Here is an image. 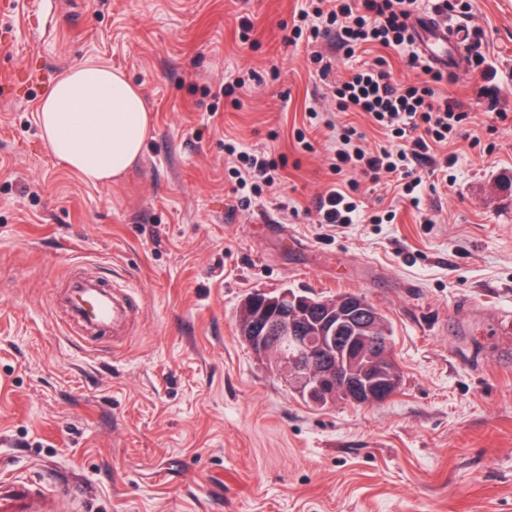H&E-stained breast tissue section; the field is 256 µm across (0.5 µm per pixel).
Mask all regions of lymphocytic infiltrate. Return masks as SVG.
Listing matches in <instances>:
<instances>
[{
  "label": "lymphocytic infiltrate",
  "mask_w": 512,
  "mask_h": 512,
  "mask_svg": "<svg viewBox=\"0 0 512 512\" xmlns=\"http://www.w3.org/2000/svg\"><path fill=\"white\" fill-rule=\"evenodd\" d=\"M418 0H316L312 12L301 13L300 25L294 26L289 44L305 42L310 47V60L320 79H328L335 63L334 57L316 50L320 34L334 33L336 46L345 56L370 45L380 48L372 65L353 73L334 88L336 108L341 112H360L398 144L393 148L365 149L364 133L357 127L345 125L336 130V146L329 165L333 175L351 171L369 181L381 176L394 177L412 206H419L415 191L424 178L430 177L447 185L448 170L457 157L442 153L441 148L460 135L465 118L457 101L437 94V85L446 83V72L435 69L413 51L410 21L417 14ZM408 49L407 64L421 70L424 78L414 84L392 80L388 52ZM228 154L237 164L231 174L237 188L262 181L272 182L278 165L261 152H250L226 145ZM427 173H420V166Z\"/></svg>",
  "instance_id": "1"
}]
</instances>
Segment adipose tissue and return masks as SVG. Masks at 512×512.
Here are the masks:
<instances>
[{
	"label": "adipose tissue",
	"instance_id": "adipose-tissue-1",
	"mask_svg": "<svg viewBox=\"0 0 512 512\" xmlns=\"http://www.w3.org/2000/svg\"><path fill=\"white\" fill-rule=\"evenodd\" d=\"M46 150L90 184L120 180L140 159L152 114L119 70L86 61L49 87L37 113Z\"/></svg>",
	"mask_w": 512,
	"mask_h": 512
}]
</instances>
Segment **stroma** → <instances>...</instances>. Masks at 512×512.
I'll return each mask as SVG.
<instances>
[{
	"instance_id": "obj_1",
	"label": "stroma",
	"mask_w": 512,
	"mask_h": 512,
	"mask_svg": "<svg viewBox=\"0 0 512 512\" xmlns=\"http://www.w3.org/2000/svg\"><path fill=\"white\" fill-rule=\"evenodd\" d=\"M310 0H12L0 12V476L58 482L74 512H512V0H449L471 59L441 95L468 139L412 207L386 182L329 227L340 112L285 44ZM254 28L242 35L238 16ZM95 59L142 92L139 162L92 185L49 154L37 110ZM251 82L239 103L227 79ZM317 120H308L309 110ZM304 130L312 150L296 139ZM479 145H471L470 136ZM285 158L233 193L225 141ZM378 223H370V216ZM96 270L137 292L120 336L77 344L53 305ZM359 293L384 314L399 390L306 404L239 339L247 294ZM316 211L319 224H354L360 217L357 204L336 188V184L319 198Z\"/></svg>"
}]
</instances>
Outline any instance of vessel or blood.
Wrapping results in <instances>:
<instances>
[{
	"instance_id": "1",
	"label": "vessel or blood",
	"mask_w": 512,
	"mask_h": 512,
	"mask_svg": "<svg viewBox=\"0 0 512 512\" xmlns=\"http://www.w3.org/2000/svg\"><path fill=\"white\" fill-rule=\"evenodd\" d=\"M413 36L430 64L451 71L463 66L464 29L448 28L427 14L415 18ZM62 306L61 320L69 335L84 342L92 336L118 334L131 311L126 291L94 274L71 276ZM65 498L61 489L48 495L37 482L0 478V512H62Z\"/></svg>"
}]
</instances>
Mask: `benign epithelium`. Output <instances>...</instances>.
I'll return each instance as SVG.
<instances>
[{
  "mask_svg": "<svg viewBox=\"0 0 512 512\" xmlns=\"http://www.w3.org/2000/svg\"><path fill=\"white\" fill-rule=\"evenodd\" d=\"M260 297L279 313L262 317L251 341L258 357L272 360L291 385L319 401L338 395L349 400L366 395L377 403L389 398L388 380L378 370L390 353L379 343L376 315L364 303H347L342 319H324L313 335L294 320L307 301L287 290L276 299L265 292Z\"/></svg>",
  "mask_w": 512,
  "mask_h": 512,
  "instance_id": "1",
  "label": "benign epithelium"
}]
</instances>
